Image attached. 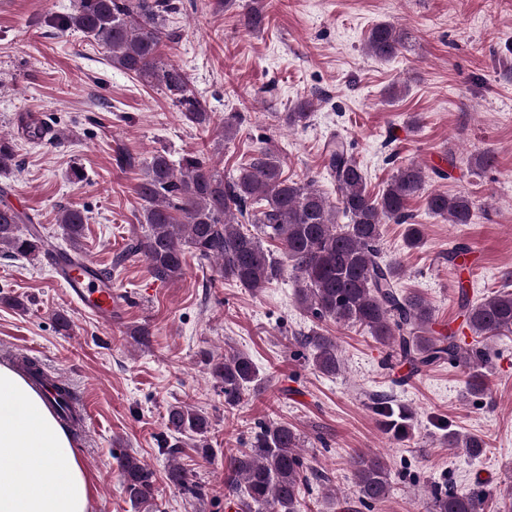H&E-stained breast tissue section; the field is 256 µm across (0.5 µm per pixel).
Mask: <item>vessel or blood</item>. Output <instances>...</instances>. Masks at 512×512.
I'll use <instances>...</instances> for the list:
<instances>
[{"mask_svg": "<svg viewBox=\"0 0 512 512\" xmlns=\"http://www.w3.org/2000/svg\"><path fill=\"white\" fill-rule=\"evenodd\" d=\"M47 262L54 280L63 285L69 301L79 310L108 324L113 314L126 309L127 297L106 282L92 261L85 258L66 261L54 253L48 255Z\"/></svg>", "mask_w": 512, "mask_h": 512, "instance_id": "obj_1", "label": "vessel or blood"}]
</instances>
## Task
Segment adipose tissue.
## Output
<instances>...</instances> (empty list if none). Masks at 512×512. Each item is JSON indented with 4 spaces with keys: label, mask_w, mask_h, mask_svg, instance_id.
Here are the masks:
<instances>
[{
    "label": "adipose tissue",
    "mask_w": 512,
    "mask_h": 512,
    "mask_svg": "<svg viewBox=\"0 0 512 512\" xmlns=\"http://www.w3.org/2000/svg\"><path fill=\"white\" fill-rule=\"evenodd\" d=\"M90 484L69 433L43 397L0 364V512H91Z\"/></svg>",
    "instance_id": "adipose-tissue-1"
}]
</instances>
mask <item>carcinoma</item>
<instances>
[{"mask_svg":"<svg viewBox=\"0 0 512 512\" xmlns=\"http://www.w3.org/2000/svg\"><path fill=\"white\" fill-rule=\"evenodd\" d=\"M172 0H76L73 12L57 18L60 34L80 31L110 54L112 66L140 80L164 88L191 124L205 126L211 115L193 94L186 74L167 67L162 50L174 38L168 17L176 12ZM267 15L265 0H251L239 15L248 31L261 29ZM407 33L391 22L374 25L366 38V52L378 59L396 55L406 46ZM311 104L303 100L282 113L285 126L307 125ZM327 168L336 182L338 204L331 203L313 181H294L284 175L282 162L270 148L226 177L209 160L191 153L173 162L164 151L155 152L136 186L142 201L141 232L134 233L126 253L144 256L151 276L162 283L181 278L185 255L193 252L216 264L220 276L244 288L258 289L280 279L289 263L295 296L313 318V326L295 337L307 352L306 359L323 375L340 371L336 337L322 324L359 325L387 348L382 366L406 362L411 374L448 362L468 369L466 389L476 397L487 395L485 369L488 341L512 334V291H494L477 301L469 299L459 281L458 305L473 343L462 346L458 336L434 330V309L419 294L400 288L403 266L396 258L382 256V226L405 225L406 248L421 246L423 225L410 222L408 200L423 189L426 174L418 163L396 169L376 198L369 195L365 176L346 142L339 136L325 147ZM18 167L15 139L0 134V175ZM427 211L450 224H469L477 208L466 193L450 195L433 191L426 196ZM345 223H338V217ZM87 216L71 207L60 210L58 223L71 250H81ZM280 245L284 259L265 246ZM50 244L33 225L31 217L5 205L0 208V249L14 258L36 257ZM210 374L222 388L224 407L238 406L250 393L264 390L265 377L246 354L226 352L221 359H207ZM12 365L32 385L50 389L45 402L56 420L68 427L76 401L66 380L53 381L35 360L12 359ZM381 430L397 442L412 438L415 413L387 396L372 406ZM166 427L171 436L190 434L205 439L210 429L207 415L188 404L167 409ZM450 448H463L477 459L484 444L475 436L454 430L444 435ZM301 436L292 427L275 421L258 424L248 448L224 459V497L236 512H304L313 468L301 453ZM123 489L137 508L149 506L156 491V473L136 456L118 457ZM357 501L367 510L386 500L391 491L384 460L371 453L352 456ZM172 486L189 498L203 496L201 485L189 481L184 468L168 469ZM493 491L477 483L458 491L446 483L432 487L430 512H487Z\"/></svg>","mask_w":512,"mask_h":512,"instance_id":"cac0c4a2","label":"carcinoma"}]
</instances>
